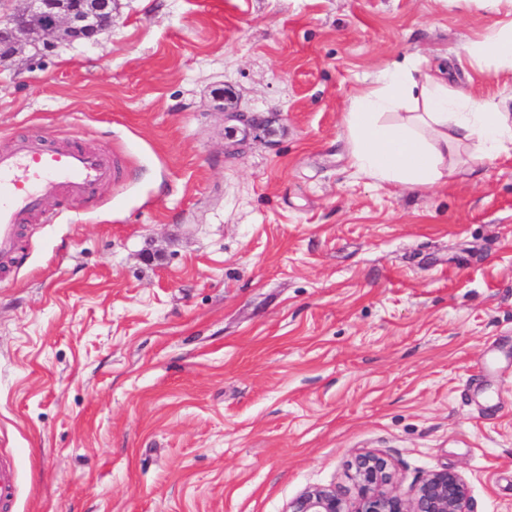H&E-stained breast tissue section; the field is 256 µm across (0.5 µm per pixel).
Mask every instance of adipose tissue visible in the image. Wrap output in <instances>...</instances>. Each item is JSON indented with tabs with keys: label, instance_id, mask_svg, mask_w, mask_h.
Masks as SVG:
<instances>
[{
	"label": "adipose tissue",
	"instance_id": "adipose-tissue-1",
	"mask_svg": "<svg viewBox=\"0 0 512 512\" xmlns=\"http://www.w3.org/2000/svg\"><path fill=\"white\" fill-rule=\"evenodd\" d=\"M472 56L512 70V20L475 42ZM351 165L380 184L431 186L450 176L448 150L474 141L483 158L512 157V95L452 93L438 72L407 59L363 89L346 115Z\"/></svg>",
	"mask_w": 512,
	"mask_h": 512
}]
</instances>
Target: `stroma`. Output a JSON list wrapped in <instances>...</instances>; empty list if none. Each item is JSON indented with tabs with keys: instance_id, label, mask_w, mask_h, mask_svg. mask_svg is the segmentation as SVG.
<instances>
[{
	"instance_id": "obj_1",
	"label": "stroma",
	"mask_w": 512,
	"mask_h": 512,
	"mask_svg": "<svg viewBox=\"0 0 512 512\" xmlns=\"http://www.w3.org/2000/svg\"><path fill=\"white\" fill-rule=\"evenodd\" d=\"M482 0H114L98 42L0 63V150L122 161L50 198L0 270V457L12 512H287L386 457L412 497L458 473L512 512V159L378 186L355 95L409 57L512 94L467 48ZM265 120L250 135L224 112ZM245 145L235 157L226 143ZM15 470L8 459H0V509L11 507L14 496Z\"/></svg>"
}]
</instances>
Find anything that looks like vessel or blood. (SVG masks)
Returning <instances> with one entry per match:
<instances>
[{
  "label": "vessel or blood",
  "mask_w": 512,
  "mask_h": 512,
  "mask_svg": "<svg viewBox=\"0 0 512 512\" xmlns=\"http://www.w3.org/2000/svg\"><path fill=\"white\" fill-rule=\"evenodd\" d=\"M117 173L116 161L68 140L52 147L23 141L0 151V260L18 252L21 228L44 199L85 196ZM14 485L12 462L0 459V512L10 508Z\"/></svg>",
  "instance_id": "1"
}]
</instances>
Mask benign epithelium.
<instances>
[{
  "label": "benign epithelium",
  "instance_id": "1",
  "mask_svg": "<svg viewBox=\"0 0 512 512\" xmlns=\"http://www.w3.org/2000/svg\"><path fill=\"white\" fill-rule=\"evenodd\" d=\"M112 27V0H14L0 16V54L12 59L42 58L57 45L95 41ZM230 129L260 126L251 112L224 111ZM393 475L387 459L367 452L351 463L357 499L348 501L333 488L309 489L292 500L288 512H468V488L463 478L448 470L433 471L406 499L390 489Z\"/></svg>",
  "mask_w": 512,
  "mask_h": 512
}]
</instances>
